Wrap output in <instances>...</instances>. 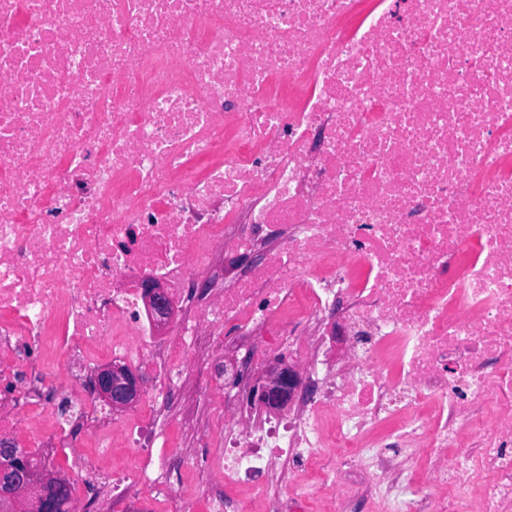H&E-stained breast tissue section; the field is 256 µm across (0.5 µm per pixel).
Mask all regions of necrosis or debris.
<instances>
[{"label": "necrosis or debris", "instance_id": "4bbe7bcc", "mask_svg": "<svg viewBox=\"0 0 512 512\" xmlns=\"http://www.w3.org/2000/svg\"><path fill=\"white\" fill-rule=\"evenodd\" d=\"M103 359L150 383L115 512H184L173 469L209 512H512V0H0V435L71 447ZM142 288L146 303L157 315L159 324L164 326L172 319V310L165 289L155 279L145 280ZM298 383L295 369L278 365L256 379L248 397L270 409H279L291 400ZM192 425V417L183 414L180 404L176 402L168 404L159 415V429L169 444L178 445L181 442L182 428Z\"/></svg>", "mask_w": 512, "mask_h": 512}]
</instances>
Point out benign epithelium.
<instances>
[{
    "instance_id": "benign-epithelium-1",
    "label": "benign epithelium",
    "mask_w": 512,
    "mask_h": 512,
    "mask_svg": "<svg viewBox=\"0 0 512 512\" xmlns=\"http://www.w3.org/2000/svg\"><path fill=\"white\" fill-rule=\"evenodd\" d=\"M142 288L143 297L157 315L159 324H167L172 319V310L161 283L148 279ZM90 378L95 397L114 411L134 406L145 391L142 375L115 362L99 366ZM298 383L295 369L278 365L256 379L248 397L270 409H279L291 400ZM0 449L8 451L15 459L14 470H0V504L11 512H37L43 486L57 475L30 469L26 465L27 451L13 447L9 437L0 438Z\"/></svg>"
}]
</instances>
